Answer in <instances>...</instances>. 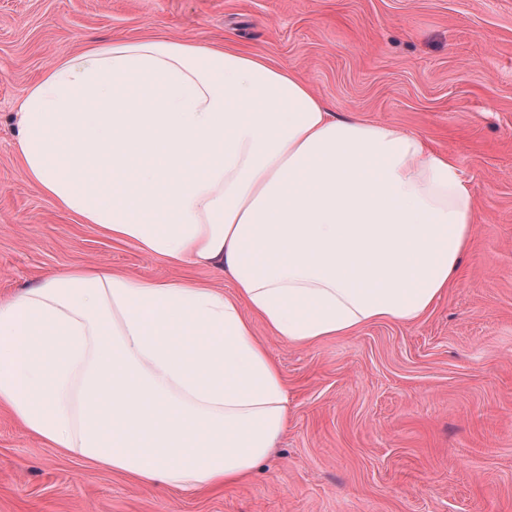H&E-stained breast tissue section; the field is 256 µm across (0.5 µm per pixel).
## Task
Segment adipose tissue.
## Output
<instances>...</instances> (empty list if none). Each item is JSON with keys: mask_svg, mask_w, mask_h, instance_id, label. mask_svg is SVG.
<instances>
[{"mask_svg": "<svg viewBox=\"0 0 512 512\" xmlns=\"http://www.w3.org/2000/svg\"><path fill=\"white\" fill-rule=\"evenodd\" d=\"M16 145L62 211L235 288L83 266L0 302V405L62 453L183 492L238 482L288 428L250 315L300 344L416 321L472 239L452 157L235 49L63 56L26 89Z\"/></svg>", "mask_w": 512, "mask_h": 512, "instance_id": "1", "label": "adipose tissue"}]
</instances>
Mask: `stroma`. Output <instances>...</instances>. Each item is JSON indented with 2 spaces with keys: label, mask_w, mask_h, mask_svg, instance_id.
<instances>
[{
  "label": "stroma",
  "mask_w": 512,
  "mask_h": 512,
  "mask_svg": "<svg viewBox=\"0 0 512 512\" xmlns=\"http://www.w3.org/2000/svg\"><path fill=\"white\" fill-rule=\"evenodd\" d=\"M233 47L296 70L336 116L450 153L476 224L422 318L266 342L288 429L244 480L185 493L66 455L0 408V512H512V0H0V301L69 267L193 280L60 211L17 160L19 102L61 54L115 39Z\"/></svg>",
  "instance_id": "1"
}]
</instances>
